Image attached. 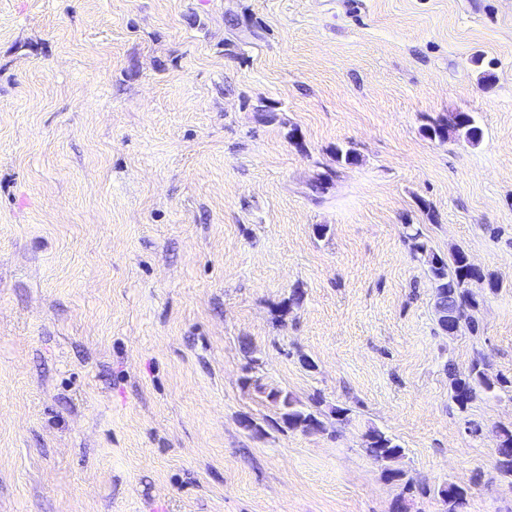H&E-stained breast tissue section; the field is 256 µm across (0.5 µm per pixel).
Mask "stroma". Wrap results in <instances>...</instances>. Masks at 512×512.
<instances>
[{"label":"stroma","instance_id":"1","mask_svg":"<svg viewBox=\"0 0 512 512\" xmlns=\"http://www.w3.org/2000/svg\"><path fill=\"white\" fill-rule=\"evenodd\" d=\"M408 224L498 281L478 335ZM478 353L512 380V0H0V512H512ZM431 138L447 140L451 134L464 131L466 139L477 143L482 137L481 129L474 125L473 118L465 112H452L448 118L434 123L426 128ZM484 366L483 357L472 361L467 372H458L454 367L448 365V380L452 399L461 413H466L471 403L479 395L493 391L496 385L512 384V382L498 378L495 382L486 374ZM267 398L280 409L281 422L288 429L308 432L325 430L324 422L321 420L323 414L319 409L320 400L317 399L311 406L304 407L288 393L275 389L269 391ZM363 437V450L373 460L385 465L387 479L402 482L404 490L411 491L414 485L412 479L405 480L406 473L400 468L393 467V463L402 457L403 448L394 438L375 428H369Z\"/></svg>","mask_w":512,"mask_h":512}]
</instances>
